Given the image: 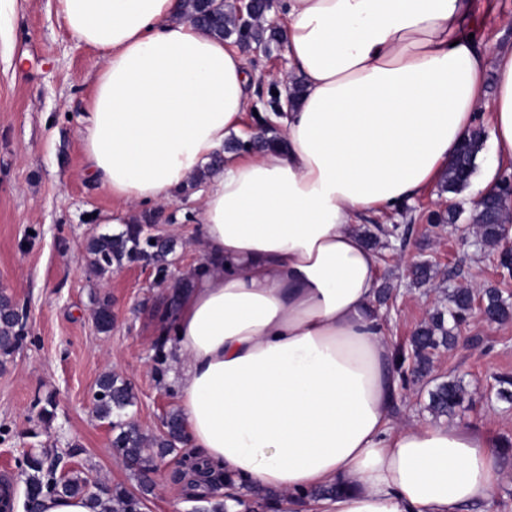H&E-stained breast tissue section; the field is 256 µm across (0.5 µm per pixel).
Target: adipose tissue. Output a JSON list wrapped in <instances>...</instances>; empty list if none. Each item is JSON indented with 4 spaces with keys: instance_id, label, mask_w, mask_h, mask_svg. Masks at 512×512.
I'll return each mask as SVG.
<instances>
[{
    "instance_id": "1",
    "label": "adipose tissue",
    "mask_w": 512,
    "mask_h": 512,
    "mask_svg": "<svg viewBox=\"0 0 512 512\" xmlns=\"http://www.w3.org/2000/svg\"><path fill=\"white\" fill-rule=\"evenodd\" d=\"M288 64L304 81L282 143L225 156L191 214L201 260L158 321L194 456L318 512H491L489 441L455 423L396 424L401 381L375 309L379 257L358 216L431 188L485 97L512 159V50L470 36L472 0H284ZM179 0H57L100 52L83 133L89 172L124 207L172 201L249 106L248 68L179 19Z\"/></svg>"
}]
</instances>
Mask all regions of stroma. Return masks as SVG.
<instances>
[{
  "label": "stroma",
  "mask_w": 512,
  "mask_h": 512,
  "mask_svg": "<svg viewBox=\"0 0 512 512\" xmlns=\"http://www.w3.org/2000/svg\"><path fill=\"white\" fill-rule=\"evenodd\" d=\"M483 45L512 48V0H474ZM101 65L100 53L64 28L56 0H0V290L11 296L28 334L0 363V483H8L11 512H26V482L17 465L28 452L44 454L56 476L82 473L92 480L137 490L125 462L111 448L112 429L94 413L97 381L112 372L130 382V412L148 434L160 431L178 408L169 380L173 358L157 348V321L168 284L189 277L201 254L193 244L194 187L157 208L158 222L176 227L178 246L166 282L156 268L127 262L104 278L88 269L86 245L98 233L118 232L108 220L118 204L86 174L82 135L87 102ZM474 199L438 188L392 212L361 217L359 227H380L379 279L392 289L383 322L393 344L439 306L442 292L459 286H497L512 302V278L500 275L498 254L462 237ZM464 209L456 223L430 226L432 213ZM438 265L437 279L419 287L408 267ZM112 298V329L99 332L91 317L95 298ZM467 345L441 352L432 375L458 379L465 391L452 420L485 434L490 443H512V404L496 397V379L512 376V321L471 320ZM51 400L43 420L35 400ZM166 457L145 512H203L204 497L186 494L173 480Z\"/></svg>",
  "instance_id": "35a3bbf8"
}]
</instances>
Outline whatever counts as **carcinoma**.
<instances>
[{"label": "carcinoma", "instance_id": "1", "mask_svg": "<svg viewBox=\"0 0 512 512\" xmlns=\"http://www.w3.org/2000/svg\"><path fill=\"white\" fill-rule=\"evenodd\" d=\"M270 11L266 0H256L251 21H245L236 6L223 0H183L181 16L188 20L201 21V27L214 36L242 49L281 42L279 30L266 24L265 16ZM269 135L255 141L234 140L225 144L227 151L247 152L263 149L279 143L274 128L267 129ZM486 131L480 124L474 126L457 152L455 158L439 182L442 192L458 193L465 188L474 173L475 161L481 152ZM153 215L144 216L139 222L128 224L117 234H99L90 238L87 256L91 271L103 277L125 262L146 261L157 266V272L167 271L168 257L175 252L176 239L171 236L149 237L150 225L155 223ZM471 224L482 244L489 249L500 250L503 267L512 263V255L502 248L506 225L512 222V209L498 194H490L474 203L470 216ZM413 283L424 285L436 277L434 265L428 261L417 262L410 268ZM475 293L468 286L453 289L448 297L446 309L436 310L427 321L418 326L408 346L395 349V369L404 376L411 374L414 380L426 378L432 369L435 351L449 348L458 340L461 326L479 312L487 322H506L512 319V303L504 299L496 287L481 292V306L475 307ZM93 318L101 333L112 329L111 302L103 296L96 300ZM25 339L24 327L12 298L0 291V358L10 357ZM95 414L108 422L113 436L111 447L121 456L140 481V491L133 493L122 486L105 482L91 483L78 473L57 478L51 468L45 466V458L28 454L22 465L27 475V499L30 512H40L42 497L84 496L92 504L93 512H144L146 496L152 491L148 475L155 470V459L168 455H179L185 443L182 414L170 411L164 418L165 429L156 436H145L136 423L128 417L127 409L134 406L135 394L131 385L110 372L103 374L97 383ZM426 409L435 417H446L460 406L464 389L460 382L447 380L437 382L427 391ZM344 485L334 483L315 487L306 492V497L319 500L334 497L342 492ZM234 497L236 505L244 512H270L276 508L279 496L261 491Z\"/></svg>", "mask_w": 512, "mask_h": 512}]
</instances>
